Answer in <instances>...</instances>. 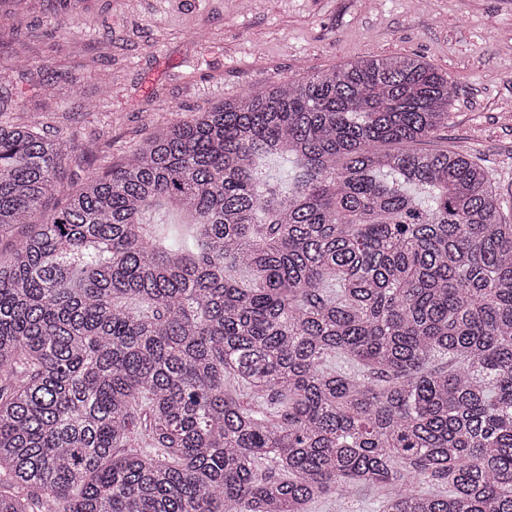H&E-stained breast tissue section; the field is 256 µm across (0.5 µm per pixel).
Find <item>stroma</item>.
Segmentation results:
<instances>
[{
  "label": "stroma",
  "mask_w": 512,
  "mask_h": 512,
  "mask_svg": "<svg viewBox=\"0 0 512 512\" xmlns=\"http://www.w3.org/2000/svg\"><path fill=\"white\" fill-rule=\"evenodd\" d=\"M0 59L19 43L27 72L0 85L11 118L41 111V84L72 81L61 135L109 141L97 162L117 164L177 118L273 82L370 56L414 55L445 74L451 118L428 149L464 147L480 159L512 207V0H29ZM112 73L94 112L91 75Z\"/></svg>",
  "instance_id": "stroma-1"
}]
</instances>
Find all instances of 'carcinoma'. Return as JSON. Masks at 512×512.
Listing matches in <instances>:
<instances>
[{
    "instance_id": "1",
    "label": "carcinoma",
    "mask_w": 512,
    "mask_h": 512,
    "mask_svg": "<svg viewBox=\"0 0 512 512\" xmlns=\"http://www.w3.org/2000/svg\"><path fill=\"white\" fill-rule=\"evenodd\" d=\"M448 98L418 56L272 82L82 152L39 224L76 134L0 118V512H512V224L417 148ZM344 512H382L377 496L370 491H359L346 500Z\"/></svg>"
}]
</instances>
